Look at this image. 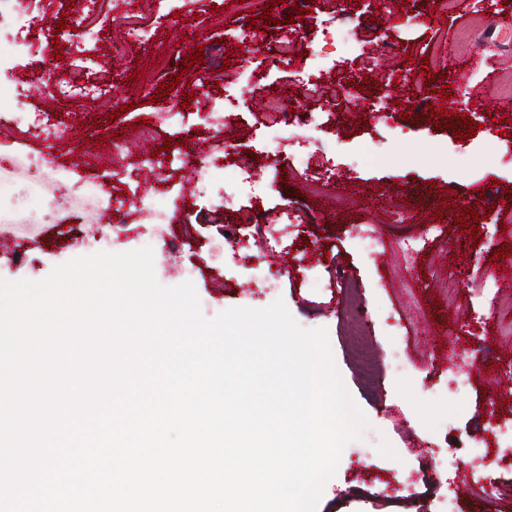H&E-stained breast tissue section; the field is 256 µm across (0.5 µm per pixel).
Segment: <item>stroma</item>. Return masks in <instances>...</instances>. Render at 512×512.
I'll list each match as a JSON object with an SVG mask.
<instances>
[{
    "instance_id": "stroma-1",
    "label": "stroma",
    "mask_w": 512,
    "mask_h": 512,
    "mask_svg": "<svg viewBox=\"0 0 512 512\" xmlns=\"http://www.w3.org/2000/svg\"><path fill=\"white\" fill-rule=\"evenodd\" d=\"M104 17L108 0H11L9 32L20 52L0 50V95L11 100L22 120L20 135L0 141V153L39 156L43 167L13 182L0 181V278L39 281L52 269L99 252L124 253L151 247L157 281L166 287L192 282L201 313L211 318L235 307L264 308L283 300L296 323L326 329L343 384L366 415L363 440L348 443L336 474L325 486L316 512H512V430L505 402L512 398V290L498 276L512 270V256L498 258L512 244V220L498 226L478 219L476 236L460 232L456 221L472 211L471 201L497 179L499 212L511 210L512 110H501L512 87V27L504 18L512 0H448L444 16H431L432 0H320L323 18L332 19L336 40L327 43L321 26L294 16L293 0L274 7L275 21L294 16L300 35L288 71L256 70L245 60L241 37L268 41L236 17L233 0H139L138 11L155 39L112 56L103 39H79L51 58L47 28L71 5ZM225 56L236 64L204 57L185 66L196 46H211L225 33ZM394 45L380 51L382 42ZM95 58L91 83L103 100L73 94L50 97L48 64L69 72L79 58ZM465 65L463 79L444 84L451 62ZM322 67V110L294 113L289 125H261L262 104L277 97L291 105L301 79ZM427 72L422 103L401 110L384 102L381 89L403 77ZM205 73L208 82L195 84ZM182 80L160 103H150L159 85ZM236 82L245 103L233 110L220 86ZM362 82L357 98L337 100L338 83ZM190 105H183L184 93ZM128 113H121V106ZM342 118H335V108ZM466 114V123L437 116L439 108ZM117 122L98 124V117ZM156 130L154 147L171 146L176 157L163 182L147 179L144 144L134 133L141 121ZM476 129H469V122ZM311 142L331 159L335 194L301 197L306 183L323 171L290 141ZM244 143L262 175L260 198L240 194L225 206L219 182L205 191L188 169L201 157L223 158L225 144ZM280 159L287 171L276 176ZM67 183L74 199L55 198L43 178ZM124 200L122 221L98 223L83 199L99 184ZM451 188L449 215L439 216V194ZM185 199L186 208L157 228L142 201ZM297 224L288 246L291 273L272 288L263 281L276 254L261 243L250 249L226 241V225H279L283 210ZM405 215L393 228L395 215ZM441 234L415 265L399 264L398 239L418 235L429 223ZM193 247L175 253L183 225ZM366 227L374 244L352 231ZM223 245L211 259L209 249ZM457 284L449 298L443 279ZM362 321L379 363L365 379L348 342L351 319ZM455 354L443 364V350ZM484 456L481 472L487 493L471 492L472 460Z\"/></svg>"
}]
</instances>
